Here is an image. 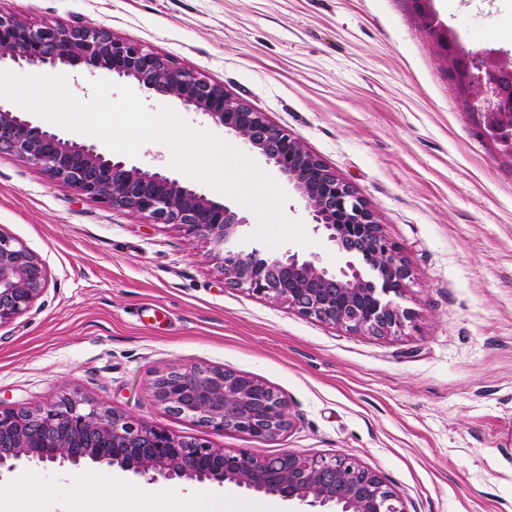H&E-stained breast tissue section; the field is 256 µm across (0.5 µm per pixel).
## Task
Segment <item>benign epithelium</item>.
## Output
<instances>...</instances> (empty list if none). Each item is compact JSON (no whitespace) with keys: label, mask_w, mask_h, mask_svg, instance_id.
Wrapping results in <instances>:
<instances>
[{"label":"benign epithelium","mask_w":512,"mask_h":512,"mask_svg":"<svg viewBox=\"0 0 512 512\" xmlns=\"http://www.w3.org/2000/svg\"><path fill=\"white\" fill-rule=\"evenodd\" d=\"M457 87L484 115V133L512 157V62L494 50L462 52L431 8L410 0ZM55 67L85 65L133 78L146 91L172 96L258 153L305 202L314 224L344 265L331 271L313 256L263 254L238 246L244 212L208 198L168 171L130 166L33 124L0 101V153L26 158L49 178L114 209L155 224H175L188 239L207 238L225 283L286 301L299 313L353 331L388 332L406 313L396 301L407 268L395 243L355 189L338 178L301 140L272 125L265 114L228 95L224 87L183 70L151 48L85 24H32L0 14V62ZM45 265L24 245L0 234V326L27 312L43 293ZM151 396L177 417L251 439H271L291 425L289 402L274 387L243 372L198 365L171 366ZM118 468L157 482L233 483L319 512H406L401 497L375 471L339 455L292 450L256 457L246 448H214L169 433L86 397L62 396L38 409L0 408V471L26 462Z\"/></svg>","instance_id":"1"}]
</instances>
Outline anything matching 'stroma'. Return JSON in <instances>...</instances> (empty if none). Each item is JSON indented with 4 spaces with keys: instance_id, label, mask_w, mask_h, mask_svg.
I'll use <instances>...</instances> for the list:
<instances>
[{
    "instance_id": "1",
    "label": "stroma",
    "mask_w": 512,
    "mask_h": 512,
    "mask_svg": "<svg viewBox=\"0 0 512 512\" xmlns=\"http://www.w3.org/2000/svg\"><path fill=\"white\" fill-rule=\"evenodd\" d=\"M461 47L512 60V0H432ZM27 23L90 24L221 84L298 136L351 184L397 245L409 318L350 332L230 287L208 240L116 210L0 155V233L45 265L44 292L0 326V405L63 394L258 457L341 455L378 472L408 512H512V161L483 133L410 0H0ZM312 243L264 253L344 260L285 187ZM244 372L289 402L268 440L205 429L150 398L173 365ZM152 485L140 512L192 494L292 503L235 485H179L28 463L0 474V512H117L112 489Z\"/></svg>"
}]
</instances>
